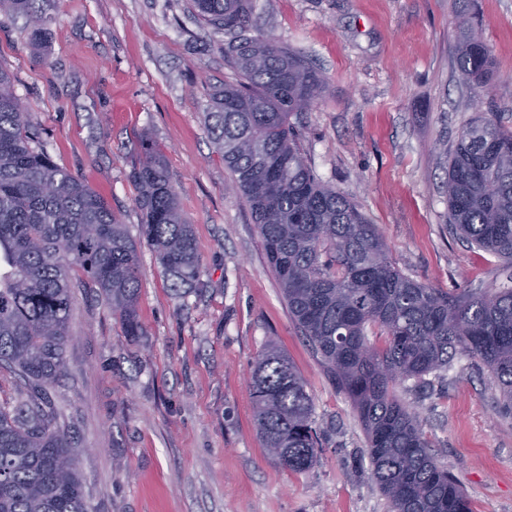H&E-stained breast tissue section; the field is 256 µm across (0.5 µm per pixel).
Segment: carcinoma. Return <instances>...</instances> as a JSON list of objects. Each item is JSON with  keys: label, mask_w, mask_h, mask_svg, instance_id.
<instances>
[{"label": "carcinoma", "mask_w": 512, "mask_h": 512, "mask_svg": "<svg viewBox=\"0 0 512 512\" xmlns=\"http://www.w3.org/2000/svg\"><path fill=\"white\" fill-rule=\"evenodd\" d=\"M40 0H0L46 38ZM199 18L233 38L224 60L239 75L214 90L207 113L230 188L251 210L288 311L327 372L353 402L367 436L371 474L390 512H472L430 453L415 412L394 387L450 367L465 355L487 369L512 413V287L444 291L404 274L375 225L306 163L288 122L309 110L320 75L288 47L249 36L251 0H192ZM471 84L488 85L484 42L459 47ZM26 104L0 70V370L21 399L0 406V512H88L68 430L47 388L66 372L72 290L90 288L138 336L139 252L112 206L36 145ZM448 171V228L512 268V128L492 113L466 123ZM130 179L140 238L178 297L199 284L192 226L181 213L163 155L150 148ZM377 330L382 342L368 337ZM258 433L274 461L310 469L323 448L313 400L287 355L270 346L250 379Z\"/></svg>", "instance_id": "cac0c4a2"}]
</instances>
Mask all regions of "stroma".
Listing matches in <instances>:
<instances>
[{
  "label": "stroma",
  "mask_w": 512,
  "mask_h": 512,
  "mask_svg": "<svg viewBox=\"0 0 512 512\" xmlns=\"http://www.w3.org/2000/svg\"><path fill=\"white\" fill-rule=\"evenodd\" d=\"M189 3L46 0L39 49L23 19L0 15V69L53 160L135 237L129 173L145 148L159 150L198 246L200 284L180 298L142 247L141 335H126L96 292H73L67 372L51 394L89 512H389L351 400L299 333L254 217L226 187L207 114L213 90L238 79L224 62L230 36L203 26ZM463 16L490 49L489 89L460 78ZM251 32L321 74L313 107L290 121L316 175L376 225L399 269L447 291L505 283L498 258L449 232L435 148L454 145L479 113L512 128V0H253ZM271 343L328 435L302 473L271 460L255 426L249 374ZM397 394L473 512H512V413L487 370L461 356Z\"/></svg>",
  "instance_id": "stroma-1"
}]
</instances>
